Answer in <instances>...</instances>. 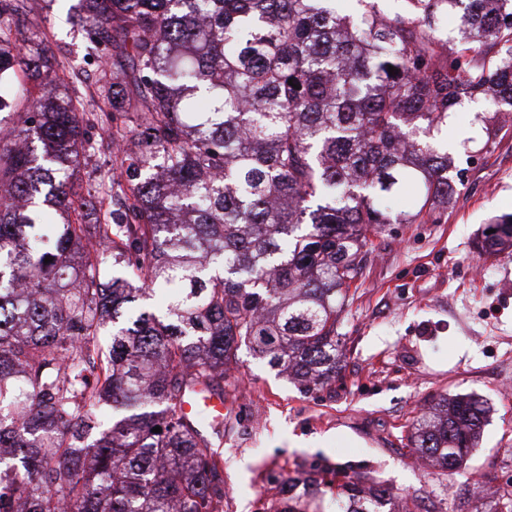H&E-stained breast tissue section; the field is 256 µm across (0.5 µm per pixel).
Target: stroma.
Instances as JSON below:
<instances>
[{
	"label": "stroma",
	"mask_w": 512,
	"mask_h": 512,
	"mask_svg": "<svg viewBox=\"0 0 512 512\" xmlns=\"http://www.w3.org/2000/svg\"><path fill=\"white\" fill-rule=\"evenodd\" d=\"M79 0H18L17 17L58 63L62 91L89 110L101 64L68 15ZM480 104L448 124L452 143L477 154L448 208L420 224H390L373 236L337 332L335 384L304 395L248 347L224 389L222 512H270L268 485L330 465L391 486L411 512H452L467 500L483 512L512 482V255L478 247L495 216L512 213V113L492 132L474 120ZM475 394L491 413L478 448L452 472L413 454L405 436L441 393Z\"/></svg>",
	"instance_id": "1"
}]
</instances>
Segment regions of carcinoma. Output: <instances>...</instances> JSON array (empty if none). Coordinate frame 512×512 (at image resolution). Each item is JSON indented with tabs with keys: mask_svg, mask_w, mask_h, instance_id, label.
<instances>
[{
	"mask_svg": "<svg viewBox=\"0 0 512 512\" xmlns=\"http://www.w3.org/2000/svg\"><path fill=\"white\" fill-rule=\"evenodd\" d=\"M356 2L351 18L335 0H80L112 96L88 112L0 0V512H219L224 423L185 397L224 395L241 343L304 394L336 381L370 237L464 185L440 138L451 111L493 105L474 115L489 131L512 110V0H406L394 20ZM450 8L457 41L435 26ZM92 128L112 168L82 195ZM409 183L418 210L388 211ZM490 228L483 248L512 251V214ZM485 417L445 394L408 441L453 471ZM326 495L406 512L375 478L325 468L288 477L274 512H324ZM93 137L98 141V151L95 155H92L88 158L86 161V164L84 167H82L80 173L78 176V182L83 184L87 180V171H91L92 168L97 167L98 165H101L105 159H108L110 155L112 154V138L108 135H103V139L99 135V131L93 130Z\"/></svg>",
	"mask_w": 512,
	"mask_h": 512,
	"instance_id": "carcinoma-1",
	"label": "carcinoma"
}]
</instances>
